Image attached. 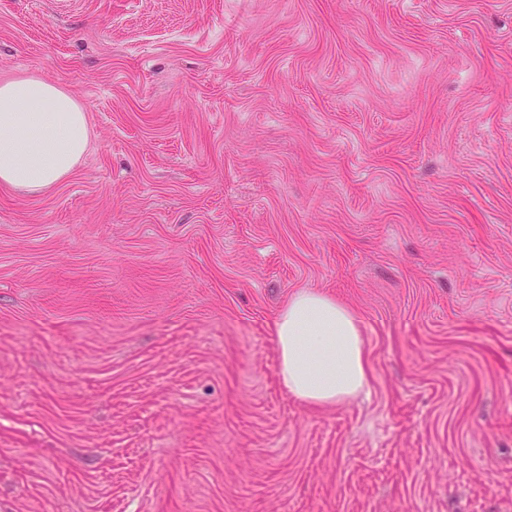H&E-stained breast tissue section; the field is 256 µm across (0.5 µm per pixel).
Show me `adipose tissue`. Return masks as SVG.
<instances>
[{
  "instance_id": "ef3b65f1",
  "label": "adipose tissue",
  "mask_w": 512,
  "mask_h": 512,
  "mask_svg": "<svg viewBox=\"0 0 512 512\" xmlns=\"http://www.w3.org/2000/svg\"><path fill=\"white\" fill-rule=\"evenodd\" d=\"M83 107L36 78L0 84V185L40 192L68 177L88 150ZM273 341L288 394L310 408L345 402L369 384L362 322L314 289L297 291L277 313Z\"/></svg>"
}]
</instances>
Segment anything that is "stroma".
I'll use <instances>...</instances> for the list:
<instances>
[{
	"label": "stroma",
	"instance_id": "1",
	"mask_svg": "<svg viewBox=\"0 0 512 512\" xmlns=\"http://www.w3.org/2000/svg\"><path fill=\"white\" fill-rule=\"evenodd\" d=\"M89 117L0 187V512H512V0H0ZM363 325L306 407L272 320ZM273 334L280 382L307 407L336 406L368 386L362 322L336 299L297 291L277 313Z\"/></svg>",
	"mask_w": 512,
	"mask_h": 512
}]
</instances>
